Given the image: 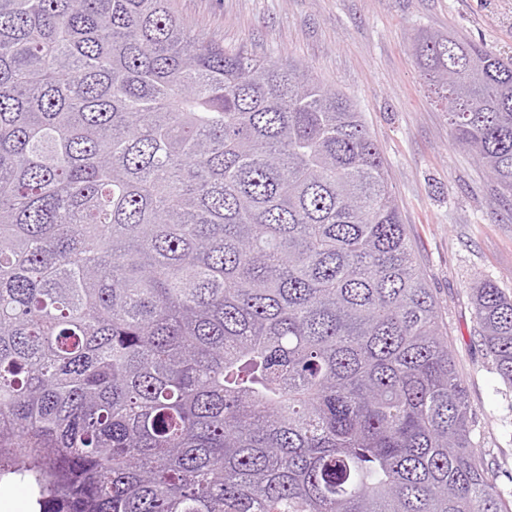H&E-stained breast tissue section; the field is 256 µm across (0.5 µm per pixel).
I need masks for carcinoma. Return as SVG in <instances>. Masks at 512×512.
<instances>
[{
  "mask_svg": "<svg viewBox=\"0 0 512 512\" xmlns=\"http://www.w3.org/2000/svg\"><path fill=\"white\" fill-rule=\"evenodd\" d=\"M512 196V57L413 44ZM512 389V293L470 289ZM381 149L173 0H0V482L35 512H509Z\"/></svg>",
  "mask_w": 512,
  "mask_h": 512,
  "instance_id": "1",
  "label": "carcinoma"
}]
</instances>
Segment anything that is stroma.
Wrapping results in <instances>:
<instances>
[{"instance_id":"35a3bbf8","label":"stroma","mask_w":512,"mask_h":512,"mask_svg":"<svg viewBox=\"0 0 512 512\" xmlns=\"http://www.w3.org/2000/svg\"><path fill=\"white\" fill-rule=\"evenodd\" d=\"M193 28L228 48L307 66L355 103L379 145L417 265L440 306L489 478L512 492V390L476 332L469 291L512 292V200L468 152L418 77L420 32L512 55V0H175Z\"/></svg>"}]
</instances>
